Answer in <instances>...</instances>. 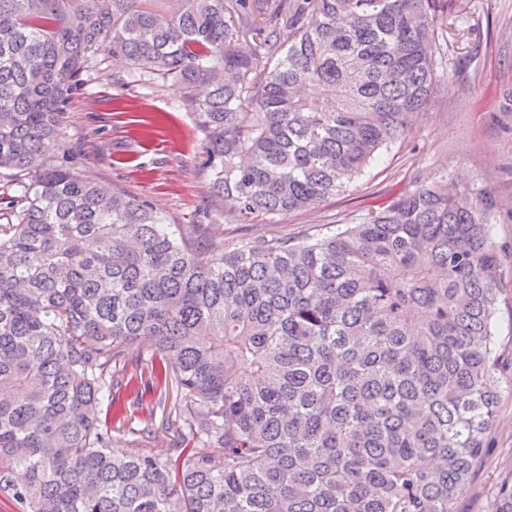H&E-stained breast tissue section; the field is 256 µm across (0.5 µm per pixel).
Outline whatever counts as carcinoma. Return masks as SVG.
Wrapping results in <instances>:
<instances>
[{
	"label": "carcinoma",
	"instance_id": "cac0c4a2",
	"mask_svg": "<svg viewBox=\"0 0 512 512\" xmlns=\"http://www.w3.org/2000/svg\"><path fill=\"white\" fill-rule=\"evenodd\" d=\"M166 2L0 0V490L26 512H458L501 400L488 187L444 174L327 234L205 248L58 139L108 52L187 90L229 223L312 210L432 105L439 0ZM131 363L177 423L164 456L153 423L102 417Z\"/></svg>",
	"mask_w": 512,
	"mask_h": 512
}]
</instances>
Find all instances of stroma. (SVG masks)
Returning <instances> with one entry per match:
<instances>
[{
	"label": "stroma",
	"instance_id": "1",
	"mask_svg": "<svg viewBox=\"0 0 512 512\" xmlns=\"http://www.w3.org/2000/svg\"><path fill=\"white\" fill-rule=\"evenodd\" d=\"M439 81L434 101L406 138L383 149L344 192L310 212L230 224L211 189L203 134L182 90L104 53L70 96L60 150L84 177L148 201L174 224L207 225L209 242L302 237L354 224L408 188L459 172L492 188V226L512 248V0H443L436 11ZM495 315L503 397L490 443L458 495L459 512H489L512 478V271L498 283Z\"/></svg>",
	"mask_w": 512,
	"mask_h": 512
}]
</instances>
